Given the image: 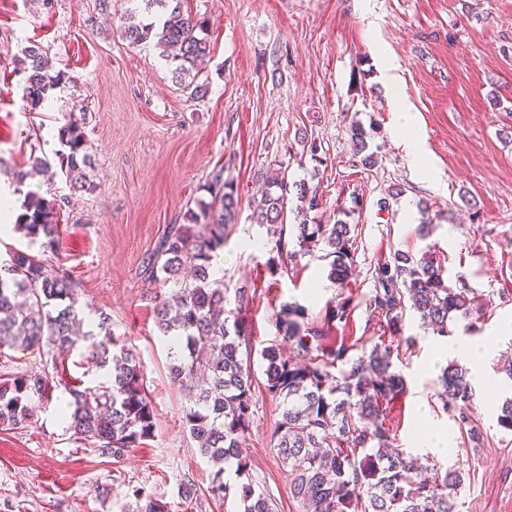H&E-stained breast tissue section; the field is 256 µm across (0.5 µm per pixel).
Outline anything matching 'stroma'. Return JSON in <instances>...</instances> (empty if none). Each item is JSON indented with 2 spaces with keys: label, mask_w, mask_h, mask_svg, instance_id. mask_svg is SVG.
<instances>
[{
  "label": "stroma",
  "mask_w": 512,
  "mask_h": 512,
  "mask_svg": "<svg viewBox=\"0 0 512 512\" xmlns=\"http://www.w3.org/2000/svg\"><path fill=\"white\" fill-rule=\"evenodd\" d=\"M206 18L209 60L199 75L204 97L178 88L172 67L150 46L120 38L116 23L96 17L94 0H0V186L19 201L30 194L67 198L60 234L42 251L20 233L0 238V258L21 250L43 254L80 282L78 306L103 310L137 352L152 394L157 427L143 447L116 460L76 440L58 417L65 385L102 379L84 345L64 359L62 388L27 425L0 430V512H121L138 487L169 512H239L231 496L207 489L214 468L181 421L184 394L169 376V346L160 335L156 290L141 273L166 225L178 222L213 169L238 187L243 207L222 253L228 291L244 287L253 303L244 316L254 349L280 343L275 315L282 302L304 305L321 319L337 293L328 263L305 255L287 271L265 263L272 228L251 223L249 204L276 166L318 186L317 223L340 208L361 235L355 295L370 289V269L396 250L434 251L449 286L480 300L454 335L476 341L512 323V0H185ZM39 43L61 84L43 110L29 113L17 61ZM391 61L397 75L383 70ZM410 106L423 140V162L406 154L396 109ZM84 114L93 146L90 189L70 192L63 180L34 173L37 157H53L68 113ZM377 122L369 142L377 163L349 165V126ZM315 139L317 154L303 151ZM402 193L387 198L388 189ZM388 209H381V200ZM404 336L415 339L395 364L407 387L387 409L395 447L428 451L415 433L431 423L449 433L443 466L462 464L461 512H512V435L496 423L500 400L476 388L473 412L482 436L473 441L438 406L440 370L428 364L440 337L407 314ZM257 412L247 439L250 477L277 512H299L287 471L272 450L282 408L265 392L263 363L254 360ZM196 487L187 500L184 481Z\"/></svg>",
  "instance_id": "35a3bbf8"
}]
</instances>
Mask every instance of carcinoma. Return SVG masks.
Masks as SVG:
<instances>
[{
	"instance_id": "obj_1",
	"label": "carcinoma",
	"mask_w": 512,
	"mask_h": 512,
	"mask_svg": "<svg viewBox=\"0 0 512 512\" xmlns=\"http://www.w3.org/2000/svg\"><path fill=\"white\" fill-rule=\"evenodd\" d=\"M139 7L120 14L119 32L132 46L151 44L174 65L175 83L201 98L206 85L196 82L199 65L210 54L207 21L184 10V0H141ZM25 76L28 111H39L63 78L51 74L40 46L25 47L20 59ZM60 148L54 158L38 157L35 167L53 179L63 177L74 191L89 183L90 160L85 129L69 118L57 130ZM364 126H350L351 166L375 165ZM209 199L199 198L187 209L184 223L169 224L143 261L144 280L167 288L155 306L156 326L174 342L169 367L172 382L186 392L184 428L200 454L217 467L208 493L221 500L239 498L242 512H276L272 499L241 481L249 475V458L241 451L257 412L253 398L250 333L234 313L245 311L253 297L235 290V309L228 308L224 282L211 277L212 261L224 249L241 199L234 183L216 169L204 185ZM300 202L295 223L285 220L288 196ZM65 198L47 200L31 195L14 229L54 247L58 214ZM321 205L318 190L305 180H289L274 172L267 190L252 201L255 224L278 225V238L267 261L269 273L283 268L288 245L307 254L318 248L328 261V277L339 293L326 306L324 324L308 317L306 307L285 302L276 316L282 339L294 349L286 358L275 345L261 349L265 389L282 401L281 419L273 432V450L287 469L293 499L301 512H457V494L464 483L462 469L425 464L390 446L385 410L406 391L394 358L414 339L401 338L406 314L416 312L435 336L453 334L452 326L469 316L476 301L464 287L448 286L441 262L424 253L416 258L400 250L371 270L372 288L362 304L391 340L372 347L346 343L328 345L327 326L346 329L358 307L349 291L359 228L343 219L317 224L310 213ZM79 283L65 270L38 255L15 252L0 262V354L4 349L44 351L51 370L18 373L0 369V428L10 430L31 421L38 404L61 385L59 360L81 340L88 342L86 360L105 372L106 380L79 389L64 385L72 402L62 412L68 429L95 451L121 459L154 437L155 409L143 367L133 348L115 335L110 317L98 314L91 329L80 333L86 317L76 308ZM359 351L352 356L350 352ZM474 390L469 370L455 362L443 367L436 393L443 412L461 429L475 433ZM497 426L512 434V397L504 399ZM235 464L240 482H224V463ZM134 503L125 512H168L166 503L132 490Z\"/></svg>"
}]
</instances>
